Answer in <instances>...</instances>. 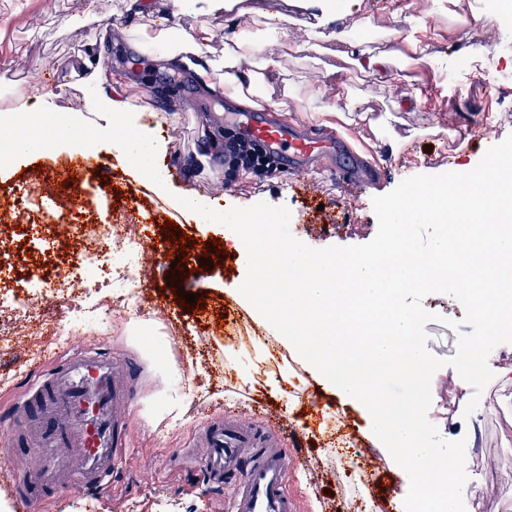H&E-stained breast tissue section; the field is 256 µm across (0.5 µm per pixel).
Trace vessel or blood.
<instances>
[{
  "label": "vessel or blood",
  "mask_w": 512,
  "mask_h": 512,
  "mask_svg": "<svg viewBox=\"0 0 512 512\" xmlns=\"http://www.w3.org/2000/svg\"><path fill=\"white\" fill-rule=\"evenodd\" d=\"M248 140L303 169L334 154L335 138L298 133L273 110L227 112ZM127 365L111 353L88 347L52 360L25 392L10 440L14 463L25 481L15 494L25 512H38L55 493L71 486L97 493L112 481V469L128 445L126 416L135 403ZM201 459L208 483L231 488L230 512H298L285 492L291 460L280 451L276 430L216 419L204 429Z\"/></svg>",
  "instance_id": "vessel-or-blood-1"
}]
</instances>
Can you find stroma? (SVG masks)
I'll return each mask as SVG.
<instances>
[{
  "instance_id": "obj_1",
  "label": "stroma",
  "mask_w": 512,
  "mask_h": 512,
  "mask_svg": "<svg viewBox=\"0 0 512 512\" xmlns=\"http://www.w3.org/2000/svg\"><path fill=\"white\" fill-rule=\"evenodd\" d=\"M242 6L265 14L273 28L272 34L261 35L260 53L280 58L289 106L318 107L309 84L318 79L321 62L288 49L289 43L304 38L310 13L295 8L292 0H243ZM341 7L346 14L329 26V33L359 36L364 25L379 23L387 36L360 41L359 49L394 57L403 51L394 32L396 0H343ZM286 16L292 24H283ZM201 23L210 32L201 48L205 59L223 55L228 32L243 31L238 12L217 10L197 17L191 0H150L149 10L140 15L129 0H0V111L17 106L32 69L41 70V85L52 96L55 111L80 110L90 118L100 94L86 80L91 68L102 67L116 80L130 79L135 95L146 96L163 116L151 127L168 147L158 156V167L178 168L169 178L174 193L218 210L261 201L287 207L295 222L293 236L314 249L371 241L378 229L374 196L413 175L455 171L461 144L479 158L487 142L512 134V85L494 92L478 74L466 72L472 50L494 53L500 68L512 59V25L490 14L450 12L432 17L422 36L423 43L440 48L438 59L412 61L401 83L352 68L341 73L359 111L352 124L335 127L345 144L338 157L301 172L282 166L266 172L232 170L228 159L217 154L208 174L190 171L195 154L205 151L208 132L239 135L233 124L211 121V106L220 103L229 112L240 106L203 86L179 62L142 65L141 48L124 32L136 27L150 35L168 29L188 36ZM283 25L288 28L284 37L276 32ZM163 86L169 89L164 101L155 95ZM97 152L107 178L83 181L78 195L86 210L105 223L113 213H133L142 232L165 240L162 225L172 205L148 192L146 177L132 165L118 164L110 144H99ZM362 155L381 179L372 190L351 195L337 182L336 169L355 166ZM68 159V152L40 149L0 169V210L11 208L15 195L38 173L55 174ZM177 224L178 232L193 236L196 246L184 271L171 269L180 254L173 247L149 264L139 286L152 303L140 311L139 323L100 322L103 305L119 294L105 278L89 297L56 299L49 314L18 327L0 349V423L17 412L30 370L42 354L80 350V343L62 344L55 336L77 310L97 317L86 329L88 342L111 348L139 372V401L128 419L130 446L117 463L111 486L95 496L65 490L45 512H226V493L207 484L195 446L203 425L216 417L243 424L263 419L277 429L296 457L285 487L299 512H343L347 502L368 498L373 482L379 486L378 512H404L408 476L369 440L363 408L343 400L295 362L287 347H280L278 360L269 359L271 325L256 320L234 292L246 277V253L227 248L221 261L201 266L202 243L223 240L225 226L197 214L179 217ZM8 233L13 244L0 255V278L10 291L0 296L2 302L29 295L31 274L75 260L71 252L62 256L42 250L28 229L12 227ZM185 292L200 296L202 311L183 306ZM423 305L437 315L425 326L427 348L446 362L456 353L457 334L449 323L462 320L464 309L440 294L427 296ZM473 393L446 364L433 377L428 418L447 429L449 440L466 443L464 502L480 500L482 512H512V382L492 380L467 417L463 410Z\"/></svg>"
}]
</instances>
